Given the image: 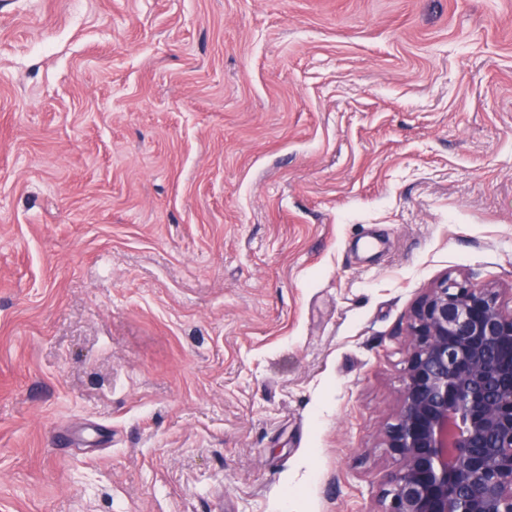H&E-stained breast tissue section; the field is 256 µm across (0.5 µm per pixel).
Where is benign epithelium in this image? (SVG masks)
I'll return each instance as SVG.
<instances>
[{
  "label": "benign epithelium",
  "instance_id": "1",
  "mask_svg": "<svg viewBox=\"0 0 512 512\" xmlns=\"http://www.w3.org/2000/svg\"><path fill=\"white\" fill-rule=\"evenodd\" d=\"M382 512H512V310L440 283L413 314Z\"/></svg>",
  "mask_w": 512,
  "mask_h": 512
}]
</instances>
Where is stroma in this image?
Segmentation results:
<instances>
[{
  "label": "stroma",
  "mask_w": 512,
  "mask_h": 512,
  "mask_svg": "<svg viewBox=\"0 0 512 512\" xmlns=\"http://www.w3.org/2000/svg\"><path fill=\"white\" fill-rule=\"evenodd\" d=\"M447 278L512 308V0H0V512H382Z\"/></svg>",
  "instance_id": "stroma-1"
}]
</instances>
